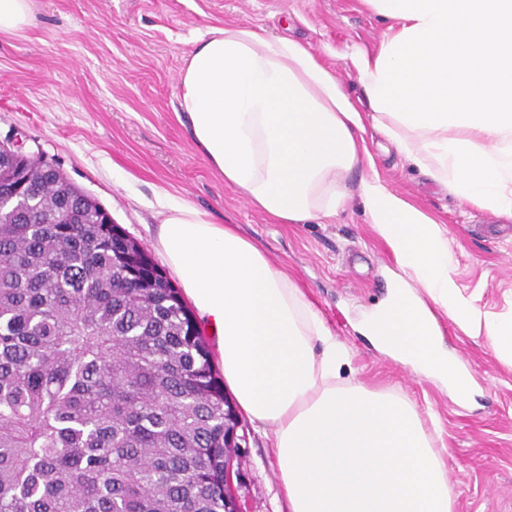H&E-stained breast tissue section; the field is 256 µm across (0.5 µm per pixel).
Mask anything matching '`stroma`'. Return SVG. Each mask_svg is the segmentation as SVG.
Here are the masks:
<instances>
[{
    "label": "stroma",
    "instance_id": "stroma-1",
    "mask_svg": "<svg viewBox=\"0 0 512 512\" xmlns=\"http://www.w3.org/2000/svg\"><path fill=\"white\" fill-rule=\"evenodd\" d=\"M226 23L304 42L355 96L358 79L341 56L375 48L385 29L359 0H33L30 25L0 34V136L24 131L32 151L96 198L155 262L166 204L232 225L351 346L344 378L415 404L444 455L456 512H512V364L488 337L467 335L435 310L446 348L473 381L472 397L460 401L354 329L386 297L396 268L354 192L358 173L335 223L279 224L225 185L177 118L179 72L194 39ZM365 138L380 178L444 231L462 296L492 317L512 316V219L460 204L382 134ZM239 433L234 488L245 512H288L269 428L246 420Z\"/></svg>",
    "mask_w": 512,
    "mask_h": 512
}]
</instances>
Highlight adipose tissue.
Instances as JSON below:
<instances>
[{"instance_id": "1", "label": "adipose tissue", "mask_w": 512, "mask_h": 512, "mask_svg": "<svg viewBox=\"0 0 512 512\" xmlns=\"http://www.w3.org/2000/svg\"><path fill=\"white\" fill-rule=\"evenodd\" d=\"M361 2L387 29L343 56L360 97L304 44L227 23L187 55L178 110L225 185L283 224L335 219L347 174L364 167L358 195L399 271L357 331L464 399L471 378L433 308L510 360L512 320L459 297L439 225L381 180L364 134L382 133L460 203L512 218V0ZM158 247L215 335L240 409L273 433L288 512H453L415 405L341 380L350 348L261 248L185 204L168 206Z\"/></svg>"}]
</instances>
